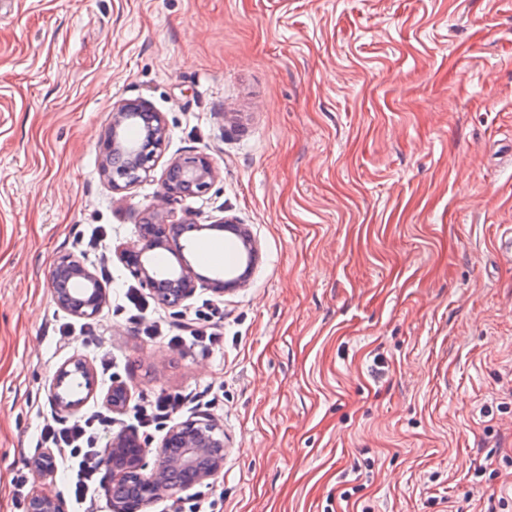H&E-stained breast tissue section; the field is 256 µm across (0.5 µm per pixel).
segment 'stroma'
Here are the masks:
<instances>
[{
  "label": "stroma",
  "instance_id": "1",
  "mask_svg": "<svg viewBox=\"0 0 512 512\" xmlns=\"http://www.w3.org/2000/svg\"><path fill=\"white\" fill-rule=\"evenodd\" d=\"M122 100L164 115L166 158L209 154L172 206L236 217L247 286L207 354L120 309L158 177L115 193L99 141ZM512 0H0V512L63 496L30 460L56 370L85 357L113 432L160 392L210 386L224 470L181 493L220 512H512ZM102 271L91 321L53 302L62 255ZM26 474L23 494L14 479Z\"/></svg>",
  "mask_w": 512,
  "mask_h": 512
}]
</instances>
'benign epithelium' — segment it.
Segmentation results:
<instances>
[{
	"label": "benign epithelium",
	"instance_id": "benign-epithelium-1",
	"mask_svg": "<svg viewBox=\"0 0 512 512\" xmlns=\"http://www.w3.org/2000/svg\"><path fill=\"white\" fill-rule=\"evenodd\" d=\"M168 129L162 113L146 104L120 101L112 107V120L100 141L101 171L114 192H123L151 177L163 158ZM217 177L213 159L206 153L174 158L164 167L160 178L161 203L144 210L138 239L118 245L114 254L140 285L160 305L177 308L192 299L199 290L222 297L247 285L258 257V249L248 230L231 216L208 224L177 220L167 209L169 202L190 197L209 189ZM232 232L243 239L246 271L234 279L219 271L203 275L186 257L187 233ZM164 250L177 259V266L159 273L152 252ZM50 288L59 309L76 319H92L107 301V292L84 259L68 254L57 260L49 275ZM83 378L87 393L95 388L93 372L87 361L73 357L53 375L49 393L55 408L66 414L78 411L85 399H74L71 384ZM130 400L128 389L116 384L107 392L106 406L123 412ZM101 462L104 483L112 512H148L157 501L175 499L196 485L215 479L224 469L223 430L210 419L186 420L173 425L156 449L146 447L132 432L110 437ZM155 454L153 467L146 457ZM54 455L47 449L35 454L31 467L38 475L52 472ZM27 512H65L60 498L46 492L33 494Z\"/></svg>",
	"mask_w": 512,
	"mask_h": 512
}]
</instances>
